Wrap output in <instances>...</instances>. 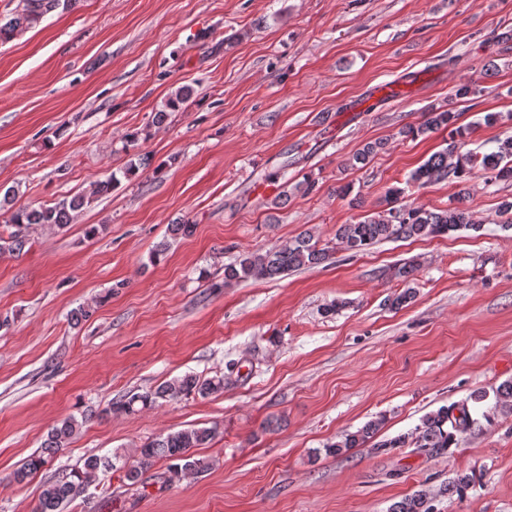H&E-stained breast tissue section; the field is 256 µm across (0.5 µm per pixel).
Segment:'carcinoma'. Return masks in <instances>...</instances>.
<instances>
[{
  "label": "carcinoma",
  "mask_w": 512,
  "mask_h": 512,
  "mask_svg": "<svg viewBox=\"0 0 512 512\" xmlns=\"http://www.w3.org/2000/svg\"><path fill=\"white\" fill-rule=\"evenodd\" d=\"M78 0H19L17 7L8 17L0 18V43L13 39L19 32L39 23L47 14L63 7L70 9ZM192 96V89L183 86L170 96L163 109L154 113L152 123L162 126L167 112L184 110ZM457 115L435 106L422 113V121L416 126H408L399 131L404 136H420L441 129L448 130L450 142L443 150L432 154L410 176L409 182L425 186L439 180L467 182L477 172L491 182L512 181V136L501 141L497 150L480 157L464 150L467 130L456 125ZM406 189L392 187L386 196L387 208L373 216H365L349 224H342L336 230V239L354 253L365 251L376 242L388 239H408L414 237L446 236L450 232L468 230L478 232L483 228L473 218L470 211L460 206L431 210L422 205L405 201ZM89 203L84 195L63 199L52 206L22 209L12 212L9 223L14 227L8 238V246L0 245L20 253L27 241L25 230L33 224H50L64 229L73 220V213ZM326 257V249L318 247L314 236L305 231L293 239L274 245L264 251L244 252L237 259L224 266V283L248 280H273L290 271L312 268ZM224 390V377L216 376L200 380L192 375L168 381L155 390L133 393L112 404L111 410L127 415L154 407L158 400H176L192 394L207 396ZM493 399V403L483 411L477 405ZM512 410V381L503 382L495 389L494 395L473 393L460 403L443 406L426 415L414 431L385 439L375 444L378 453H387L395 448L415 447L431 456L444 455L458 446L460 440L483 425H492L498 411ZM382 425L380 420H371L354 432H349L340 440L329 444L326 451L341 456L353 448H358L373 439ZM81 423L70 416L48 433L43 451L26 461L17 471L19 481L37 472L49 460L66 447ZM218 425L203 428H190L167 434L146 444L141 449L138 465L126 470L125 478L136 484L140 482L143 470L157 459L168 460L166 471L157 476L158 483L166 487L182 475L201 473L206 468L204 461L190 453L193 448H202L218 433ZM121 456L92 455L85 459L83 467L72 470L60 479L42 484L35 506V512H62L70 502L86 497L93 478L100 472L118 470L116 461ZM474 484V475L460 474L442 492L450 496L463 497ZM390 512H434L431 497L425 491H418L390 507Z\"/></svg>",
  "instance_id": "carcinoma-1"
}]
</instances>
